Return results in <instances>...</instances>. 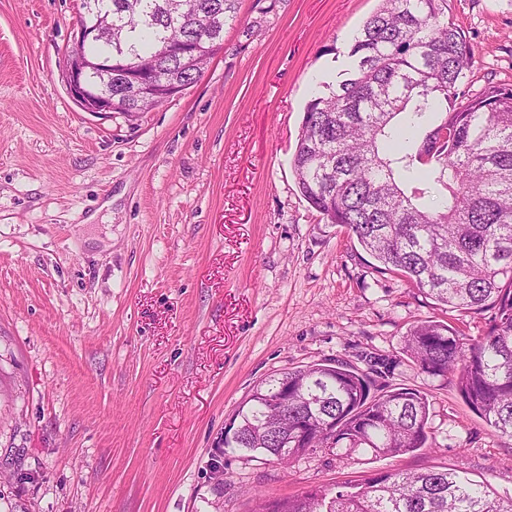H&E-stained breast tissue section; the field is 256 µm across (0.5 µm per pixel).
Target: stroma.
Wrapping results in <instances>:
<instances>
[{
    "label": "stroma",
    "mask_w": 512,
    "mask_h": 512,
    "mask_svg": "<svg viewBox=\"0 0 512 512\" xmlns=\"http://www.w3.org/2000/svg\"><path fill=\"white\" fill-rule=\"evenodd\" d=\"M80 0H0V512H253L380 471L454 469L512 497V441L403 354L449 312L300 195L303 108L346 79L378 0H241L201 78L152 111L91 114L60 78ZM460 91L512 85V0H447ZM364 350L426 394L436 448L284 465L224 448L254 386ZM223 481H216L215 467Z\"/></svg>",
    "instance_id": "35a3bbf8"
}]
</instances>
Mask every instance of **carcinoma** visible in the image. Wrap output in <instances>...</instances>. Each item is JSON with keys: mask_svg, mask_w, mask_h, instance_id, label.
I'll list each match as a JSON object with an SVG mask.
<instances>
[{"mask_svg": "<svg viewBox=\"0 0 512 512\" xmlns=\"http://www.w3.org/2000/svg\"><path fill=\"white\" fill-rule=\"evenodd\" d=\"M81 0L79 16L112 31L82 49L112 57L118 112H138L121 73L154 60L156 85H190L195 69L165 46L199 38L220 48L239 0ZM352 76L306 103L292 166L298 190L384 269L451 311L491 308L485 334L418 321L403 352L433 376L450 375L467 406L512 441V88L491 85L459 97L473 53L448 21L446 0H381L354 36ZM362 366L326 359L258 385L233 418L224 447L289 461L329 449L398 456L437 448L427 396L409 388L372 393L396 360L358 355ZM288 404H282L283 395ZM256 512H512L457 471L381 472L329 498L321 488L284 499L257 497Z\"/></svg>", "mask_w": 512, "mask_h": 512, "instance_id": "cac0c4a2", "label": "carcinoma"}]
</instances>
